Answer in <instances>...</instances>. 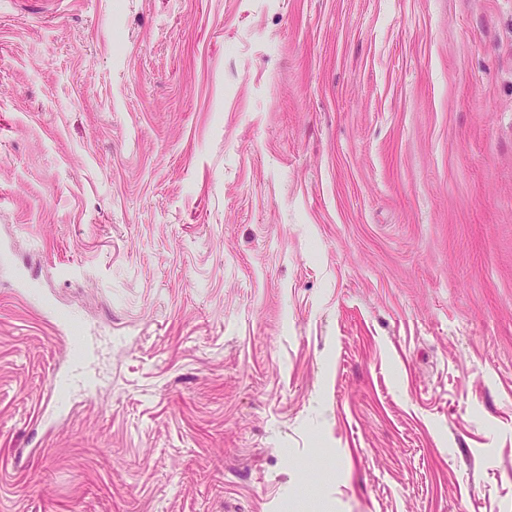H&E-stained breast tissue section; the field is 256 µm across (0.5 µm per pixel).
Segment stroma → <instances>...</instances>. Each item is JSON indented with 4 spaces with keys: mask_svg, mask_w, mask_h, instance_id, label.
Segmentation results:
<instances>
[{
    "mask_svg": "<svg viewBox=\"0 0 512 512\" xmlns=\"http://www.w3.org/2000/svg\"><path fill=\"white\" fill-rule=\"evenodd\" d=\"M0 512H512V0H0ZM76 346L71 356L69 368L65 377L54 384L59 402L62 403L73 392H86L96 380L91 374L89 351L92 336H75Z\"/></svg>",
    "mask_w": 512,
    "mask_h": 512,
    "instance_id": "35a3bbf8",
    "label": "stroma"
}]
</instances>
